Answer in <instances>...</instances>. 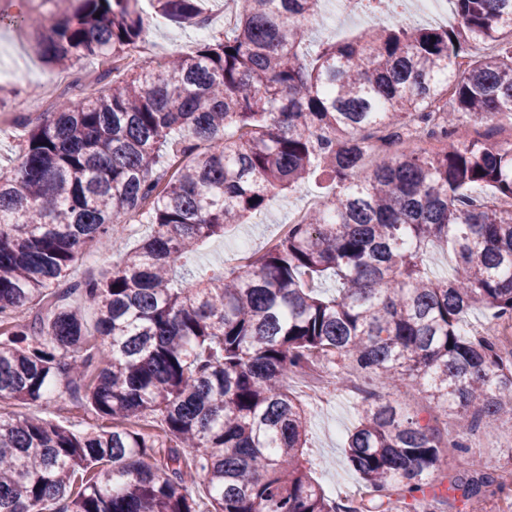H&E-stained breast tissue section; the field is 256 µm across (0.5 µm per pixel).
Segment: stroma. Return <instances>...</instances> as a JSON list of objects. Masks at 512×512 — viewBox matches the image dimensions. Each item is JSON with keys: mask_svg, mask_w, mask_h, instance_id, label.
Wrapping results in <instances>:
<instances>
[{"mask_svg": "<svg viewBox=\"0 0 512 512\" xmlns=\"http://www.w3.org/2000/svg\"><path fill=\"white\" fill-rule=\"evenodd\" d=\"M70 0L63 6H54L52 0L36 5L35 0H0V15L6 19L0 24V167H9L17 155L20 127L13 124L17 113L38 118V111L29 107L38 99L46 85L60 77L55 66L47 64L38 54L37 45L46 40L50 30L45 26L10 24V17L40 11L56 13L57 9H71ZM139 9L148 26L143 45L145 61L156 64L175 49L188 50L200 43L202 37L197 28H181L171 24L156 13L152 0H139ZM423 24L424 19L412 7H405L397 15L376 17L368 13H347L337 7L336 0H320L315 36L318 40L332 42L352 37L367 28L394 27L405 21ZM324 196L321 179H313L304 187L280 194L267 211L248 218L245 223L228 228L223 237L205 241L194 256L192 267L212 268L232 266L238 260L242 241H249L253 251L268 249L282 234L295 213L305 209L311 199ZM0 412L8 415L39 416L62 422L65 426L85 429L90 420L82 410L67 407L57 410L55 405H19L13 402L0 404ZM355 421L353 401L340 392H332L327 406L313 411L309 434L307 459L312 475L327 494L335 496L341 491L357 487L359 475L348 465L345 458L347 433ZM477 436L487 440L484 448L471 449L470 454L478 462L479 471L501 476L512 465V430L480 427Z\"/></svg>", "mask_w": 512, "mask_h": 512, "instance_id": "stroma-1", "label": "stroma"}]
</instances>
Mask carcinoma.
<instances>
[{
    "instance_id": "carcinoma-1",
    "label": "carcinoma",
    "mask_w": 512,
    "mask_h": 512,
    "mask_svg": "<svg viewBox=\"0 0 512 512\" xmlns=\"http://www.w3.org/2000/svg\"><path fill=\"white\" fill-rule=\"evenodd\" d=\"M138 0H78L40 44L47 63L112 62L105 94L65 96L24 130L0 175V402L68 399L99 425L76 431L0 414V512H443L505 485L476 469L460 428H512V356L463 329L481 304L512 320V144L460 141L457 115L512 117V0H453L456 27L400 25L311 41L319 0H237L232 26L154 67L120 65L141 42ZM178 25L202 0H155ZM400 0H361L392 14ZM500 51L452 68L472 44ZM445 148L394 154L371 171L375 130L428 126ZM326 178L331 196L260 255L200 277V242ZM491 195L474 203L465 190ZM147 216L150 232L106 277L85 256ZM435 242L455 275L432 276ZM330 276L324 296L308 286ZM96 314L89 330L84 310ZM350 361L365 386L346 459L364 495L340 502L312 477L305 406L288 377ZM412 383L423 409L391 396ZM146 414L159 428L140 423ZM451 447L467 468L449 479Z\"/></svg>"
}]
</instances>
